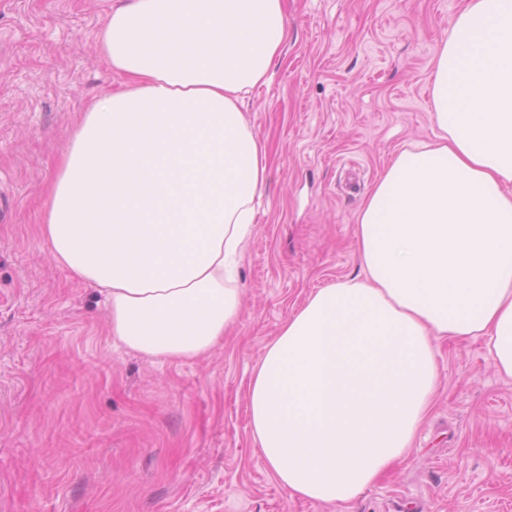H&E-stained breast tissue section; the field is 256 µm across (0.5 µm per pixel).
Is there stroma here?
I'll return each instance as SVG.
<instances>
[{"label": "stroma", "instance_id": "1", "mask_svg": "<svg viewBox=\"0 0 512 512\" xmlns=\"http://www.w3.org/2000/svg\"><path fill=\"white\" fill-rule=\"evenodd\" d=\"M464 2L284 0L288 40L242 107L267 178L240 320L172 361L115 342L41 231L83 112L125 85L97 48L112 0H0V512H512V379L484 339L441 343L411 454L345 506L288 496L247 400L288 318L360 274L357 216L394 154L434 141L429 77Z\"/></svg>", "mask_w": 512, "mask_h": 512}]
</instances>
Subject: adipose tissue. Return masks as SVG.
I'll use <instances>...</instances> for the list:
<instances>
[{
  "label": "adipose tissue",
  "mask_w": 512,
  "mask_h": 512,
  "mask_svg": "<svg viewBox=\"0 0 512 512\" xmlns=\"http://www.w3.org/2000/svg\"><path fill=\"white\" fill-rule=\"evenodd\" d=\"M287 39L283 0H113L97 44L127 87L81 118L43 234L126 347L194 359L239 321L266 172L239 104ZM430 86L435 142L395 155L358 216L362 277L311 295L252 379L289 496L352 502L410 452L439 341L485 338L512 378V0H467Z\"/></svg>",
  "instance_id": "1"
}]
</instances>
